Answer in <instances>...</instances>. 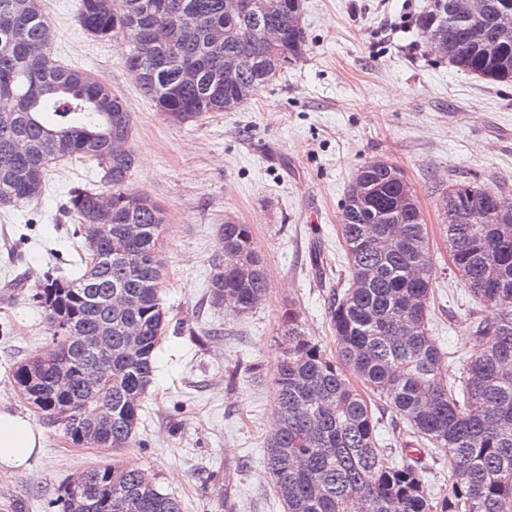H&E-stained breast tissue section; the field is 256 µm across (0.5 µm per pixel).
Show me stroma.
<instances>
[{
    "instance_id": "1",
    "label": "stroma",
    "mask_w": 512,
    "mask_h": 512,
    "mask_svg": "<svg viewBox=\"0 0 512 512\" xmlns=\"http://www.w3.org/2000/svg\"><path fill=\"white\" fill-rule=\"evenodd\" d=\"M63 67L105 80L133 114L138 164L127 189L165 207L161 285L170 325L143 403L135 448H78L38 423L43 448L25 471L0 468V512H56L67 481L91 466L131 463L156 475L183 512H284L263 465L275 419L272 378L294 308L304 334L335 354L321 280L346 288L341 205L357 168L398 164L414 189L435 263L433 336L475 350L466 318L494 319L453 273L442 222L452 179L512 191V85H489L437 61L415 27L427 0H303L304 57L235 110L176 125L157 112L124 65L121 46L93 39L77 0H43ZM98 185L94 165H52L38 201L0 209V408L31 415L12 379L46 350L52 331L33 294L69 272L80 236L61 204ZM251 225L268 296L231 316L211 303L209 278L225 218Z\"/></svg>"
}]
</instances>
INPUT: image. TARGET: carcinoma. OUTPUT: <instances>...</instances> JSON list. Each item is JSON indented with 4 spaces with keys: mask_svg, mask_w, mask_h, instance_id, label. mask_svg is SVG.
Masks as SVG:
<instances>
[{
    "mask_svg": "<svg viewBox=\"0 0 512 512\" xmlns=\"http://www.w3.org/2000/svg\"><path fill=\"white\" fill-rule=\"evenodd\" d=\"M452 2L428 0L415 21L421 37L455 43L448 64L456 70L511 83L512 0H486L481 24L453 14ZM291 11L301 13V0H250L240 13L224 11V0H80L78 20L94 38L125 46L141 93L184 123L238 108L301 59L307 35L301 23L288 27ZM48 26L41 0H0V101L11 103L0 111V208L43 194L63 144L101 170V188L70 190L67 212L102 230L77 251L75 274H48L36 289L53 344L12 377L39 418L54 424L69 412L63 428L72 444L116 451L138 443L169 325L160 297L166 216L148 194L125 191L137 162L127 104L104 80L59 65ZM267 27L284 32L273 50L261 43ZM443 200L455 273L497 311L492 322L470 316L483 347L460 376L446 377L451 353L429 329L433 254L416 194L395 163H363L341 213L348 289L327 299L336 358L303 336L293 308L282 322L288 349L273 380L278 422L263 442V463L286 512H512V194L450 181ZM219 241L211 301L231 315L249 313L268 293L251 226L227 218ZM85 336L103 337L112 352L84 346ZM96 361L101 384L86 376ZM60 372L69 376L65 389L55 384ZM364 389L409 426L403 459L392 466ZM103 418L104 429L88 435ZM416 443L450 449L437 496L407 458ZM81 477V489L63 488L57 512H182L140 466L114 463Z\"/></svg>",
    "mask_w": 512,
    "mask_h": 512,
    "instance_id": "cac0c4a2",
    "label": "carcinoma"
}]
</instances>
